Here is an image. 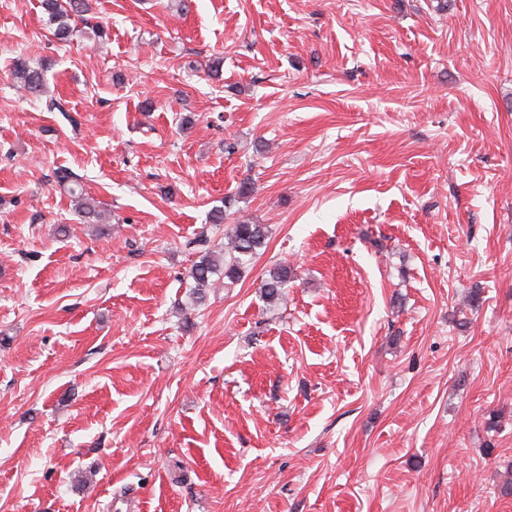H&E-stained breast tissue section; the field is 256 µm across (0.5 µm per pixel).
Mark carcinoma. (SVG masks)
<instances>
[{"instance_id": "cac0c4a2", "label": "carcinoma", "mask_w": 512, "mask_h": 512, "mask_svg": "<svg viewBox=\"0 0 512 512\" xmlns=\"http://www.w3.org/2000/svg\"><path fill=\"white\" fill-rule=\"evenodd\" d=\"M41 7L48 17V21L55 25L54 37L66 43L76 34V27L71 25V18L74 16L83 17V13L89 11L86 0H41ZM15 83L30 93H37L41 90L44 82V68H33L24 60H17L12 70ZM78 211L88 223H102L105 215L92 198L79 196L77 204ZM266 240V227L262 224H251L247 221H237L231 225L227 233V242L224 246V255L228 260L224 261L223 267H218L216 261L210 255H203L196 262L190 272V277L195 282L197 293H202L204 288L210 285L213 274L222 272L224 274V286L230 287L237 283L242 277L245 265L257 254ZM293 270L285 264L278 265L268 273L263 285L264 296L269 302H276L282 299V289L291 279Z\"/></svg>"}]
</instances>
